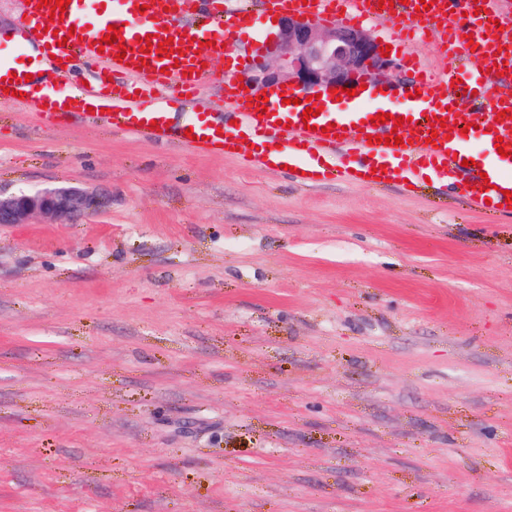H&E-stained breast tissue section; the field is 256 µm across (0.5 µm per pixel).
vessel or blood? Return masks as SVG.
Returning a JSON list of instances; mask_svg holds the SVG:
<instances>
[{
	"instance_id": "b4317fda",
	"label": "vessel or blood",
	"mask_w": 512,
	"mask_h": 512,
	"mask_svg": "<svg viewBox=\"0 0 512 512\" xmlns=\"http://www.w3.org/2000/svg\"><path fill=\"white\" fill-rule=\"evenodd\" d=\"M200 12L214 19L200 31L185 13L186 0H71L62 20L50 19L51 7L28 0L19 18L20 40L0 53V105L17 100L39 105L43 121L60 125L74 119H97L156 143L193 144L203 153L234 156L248 163L267 164L273 141L296 178L317 185L342 178L347 183L402 180L407 175L455 179L464 183L471 203L485 213L512 214L501 183L512 184V99L491 96L493 63L512 68V21L496 26L489 10L496 0H409L401 9L379 7L378 0H267L271 11H288L307 18L353 23L362 19L392 22L401 41H410L416 25L439 26L447 71L472 73L470 89L486 100L487 109L469 113L472 98L457 95L447 80L430 70L420 72L414 86L419 94L409 111L412 141L395 147L374 143V136L390 134L393 122L377 123L367 112H323L306 118L299 112L259 113L255 96L235 83L226 93L238 105L232 122H221L207 112H194L181 123L171 115L187 104L214 77L211 61L231 58L229 35H250L253 20L246 12L225 15L224 0H197ZM470 14L466 27L453 15ZM121 28L119 41L102 44L109 26ZM156 36L159 45L142 54L139 39ZM168 50H161V42ZM56 57L63 63L55 88L26 82L32 55ZM94 66L101 75L93 90L76 93L71 73L79 62ZM458 113L455 130L442 128L449 113ZM477 123L486 151L497 155L504 141L509 155L503 165L486 167L471 152L462 133Z\"/></svg>"
}]
</instances>
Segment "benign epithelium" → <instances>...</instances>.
Returning <instances> with one entry per match:
<instances>
[{
	"instance_id": "obj_1",
	"label": "benign epithelium",
	"mask_w": 512,
	"mask_h": 512,
	"mask_svg": "<svg viewBox=\"0 0 512 512\" xmlns=\"http://www.w3.org/2000/svg\"><path fill=\"white\" fill-rule=\"evenodd\" d=\"M273 37L252 48L242 84L256 92L281 87L307 93L317 87L349 89L363 83L378 86L390 77L394 63L380 44L358 27H324L290 13L280 15ZM94 207V199L73 187L0 194V226L27 224L36 216L73 220Z\"/></svg>"
}]
</instances>
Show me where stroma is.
<instances>
[{
	"label": "stroma",
	"mask_w": 512,
	"mask_h": 512,
	"mask_svg": "<svg viewBox=\"0 0 512 512\" xmlns=\"http://www.w3.org/2000/svg\"><path fill=\"white\" fill-rule=\"evenodd\" d=\"M49 186L97 204L0 227V512H512V217L0 106Z\"/></svg>",
	"instance_id": "obj_1"
}]
</instances>
